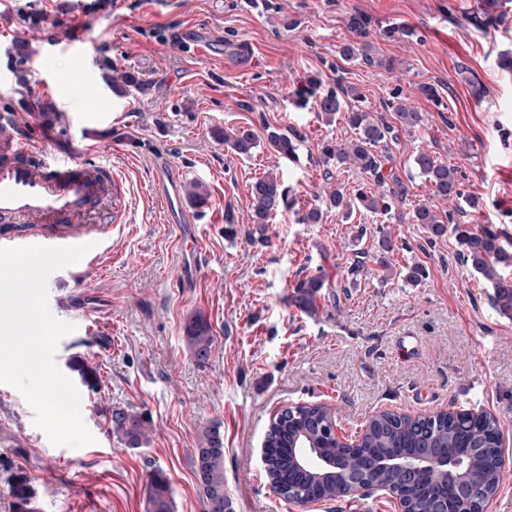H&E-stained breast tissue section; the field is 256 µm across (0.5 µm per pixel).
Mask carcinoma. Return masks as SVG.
<instances>
[{
  "mask_svg": "<svg viewBox=\"0 0 512 512\" xmlns=\"http://www.w3.org/2000/svg\"><path fill=\"white\" fill-rule=\"evenodd\" d=\"M501 4L499 0H483L482 16L474 18L477 24L498 21ZM346 26L354 40L344 44L341 55L388 72L396 67L391 59L375 54L370 40L368 19L359 13L352 14ZM112 92L118 96L133 90L142 92L144 84L136 75L125 72L111 81ZM304 99H312V105L323 121L330 123L340 112H346V121L355 131L356 138L347 144L324 142L320 154L326 166L325 178H332L331 166L341 168L353 166L366 174L384 180L383 168L386 147L395 126L382 117L376 118L362 108H346V101L361 99L355 87L318 90L316 81L302 92ZM387 111L393 114L397 124L415 128L422 122L421 113L411 105L409 98L396 93L386 103ZM224 142L239 155H250L257 147L254 132L241 127ZM266 145L276 156L292 159L296 155V144L288 134L267 128ZM413 167L428 182L439 200L459 210L461 203L474 206L475 199H464L460 189L457 169L437 160L430 153L420 150L413 157ZM287 190L274 172L266 173L251 184L250 198L254 223L259 231H265L270 217L287 205ZM325 205L336 209L349 219L356 210L375 216L387 215L392 210L391 198L384 193L362 188L352 193L340 184L329 191ZM412 221L420 224L431 239L441 238L453 225L457 234L464 263L470 271L486 279L493 289L490 294L492 306L497 312L512 318V251L505 247L500 235L490 229L472 230L454 223L451 215L441 216L435 204L420 203L412 214ZM324 282L319 277L306 278L296 285L294 303L302 310L312 313L318 309L317 295ZM185 342L192 357L206 363L214 351L215 338L207 318L201 314L191 317L184 327ZM107 430L126 447L143 448L149 444L152 420L144 412H134L119 406L102 410ZM332 411L325 406L297 405L281 410L270 422L265 434L264 447L270 449V466L267 473L269 483L289 502L302 503L313 497L333 501L347 494V486L334 479L315 481L308 473L289 464L288 449L294 447L298 437L308 438L315 447L331 455L336 452L337 437L332 424ZM499 429L494 417H474L466 410L437 411L417 417L382 412L373 416L362 434V447L372 449L381 456L397 451L409 456L440 450L464 454L473 460L470 502L477 501L485 492L497 487L499 451ZM194 473L203 492L205 512H233L231 499L224 492V434L215 424L202 435L200 447L194 449ZM448 495L446 477L440 473L424 472L417 479L409 498L410 512H429L431 502ZM0 503L8 506L9 512H34L27 477L16 471L0 482ZM145 512H174L173 491L163 471L156 469L149 475L145 488Z\"/></svg>",
  "mask_w": 512,
  "mask_h": 512,
  "instance_id": "obj_1",
  "label": "carcinoma"
}]
</instances>
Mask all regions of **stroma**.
Returning a JSON list of instances; mask_svg holds the SVG:
<instances>
[{"instance_id":"obj_1","label":"stroma","mask_w":512,"mask_h":512,"mask_svg":"<svg viewBox=\"0 0 512 512\" xmlns=\"http://www.w3.org/2000/svg\"><path fill=\"white\" fill-rule=\"evenodd\" d=\"M162 11L144 0H92L70 15L66 0H10L0 7V113L47 157L112 166V208L97 216L95 252L47 283L52 315L73 324L55 363L81 396L94 443L52 445L12 385L0 383V469L26 474L36 512H144L150 473L171 480L175 512H204L191 459L202 432L224 433V490L234 512H394L379 494L316 504L282 500L270 487L260 449L283 408L322 405L351 438L384 410L412 416L465 409L496 417L507 471L487 512H512V319L491 305L490 285L469 271L454 234L433 240L411 221L430 201L413 169L427 149L458 170L471 228L491 224L512 241V4L497 25L470 21L480 0H170ZM43 31L30 38L24 16ZM371 21L378 54L398 63L389 73L343 59L350 14ZM30 38L28 57L13 41ZM130 72L144 92L126 97L105 84L99 59ZM323 88L354 86L362 106L382 111L403 89L421 126L399 130L388 145L385 189L407 188L385 217L343 218L324 207L328 184L318 145L355 137L344 116L325 123L296 108L292 92L307 76ZM431 84L440 101L420 95ZM52 103L51 119L39 107ZM295 135L290 162L263 144L266 126ZM251 127L261 142L244 156L216 132ZM276 170L289 209L265 231L252 221L250 187ZM179 189L201 182L205 204L182 199L185 228L167 220L156 191L159 172ZM321 206L316 224L299 223ZM236 234L224 233V213ZM190 232L201 262L183 280ZM395 248L383 256L381 236ZM390 267H383L382 258ZM421 266L418 283L407 267ZM324 274L317 313L294 303L298 281ZM209 319L215 336L208 363L184 341L186 321ZM73 360L96 368L90 389ZM112 404L153 420L150 443L130 449L106 431L99 410Z\"/></svg>"}]
</instances>
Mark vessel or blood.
Returning a JSON list of instances; mask_svg holds the SVG:
<instances>
[{
  "label": "vessel or blood",
  "instance_id": "obj_1",
  "mask_svg": "<svg viewBox=\"0 0 512 512\" xmlns=\"http://www.w3.org/2000/svg\"><path fill=\"white\" fill-rule=\"evenodd\" d=\"M0 247L29 246L27 225H42L47 247L86 243L82 231L112 200L103 163L49 161L37 154L11 115L0 116Z\"/></svg>",
  "mask_w": 512,
  "mask_h": 512
}]
</instances>
